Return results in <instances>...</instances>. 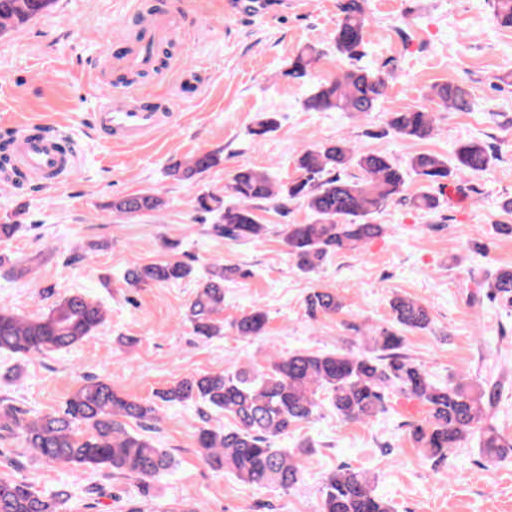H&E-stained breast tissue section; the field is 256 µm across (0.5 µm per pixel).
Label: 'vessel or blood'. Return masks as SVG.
<instances>
[{"mask_svg":"<svg viewBox=\"0 0 512 512\" xmlns=\"http://www.w3.org/2000/svg\"><path fill=\"white\" fill-rule=\"evenodd\" d=\"M140 23L146 31L144 42L127 46L119 59L121 67L129 72L156 68L157 46L166 38L165 25L154 17H141ZM166 121L165 110L148 102L130 85L114 88L95 114L96 126L115 141L129 144L142 142ZM15 137V164L23 175L30 178L46 174L58 176L70 167L73 154L50 126L33 123L17 131Z\"/></svg>","mask_w":512,"mask_h":512,"instance_id":"1","label":"vessel or blood"}]
</instances>
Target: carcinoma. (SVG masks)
Wrapping results in <instances>:
<instances>
[{
    "label": "carcinoma",
    "instance_id": "cac0c4a2",
    "mask_svg": "<svg viewBox=\"0 0 512 512\" xmlns=\"http://www.w3.org/2000/svg\"><path fill=\"white\" fill-rule=\"evenodd\" d=\"M54 0H0V35L50 9ZM495 21L512 27V0H490ZM341 18L333 36L340 58L364 56L369 15L366 0H339ZM321 52L313 46L300 49L288 61L286 75L297 83L310 77ZM391 71L367 66L342 71L316 87L305 101L314 112H348L364 115L375 110L388 85ZM432 98L458 112L472 107V93L464 81L437 83ZM393 134L403 141L430 137L435 130L433 113L424 108L394 112L389 120ZM495 156L485 142L465 140L448 160L432 153H416L402 166L385 154L362 151L345 138L299 150L295 159L298 176L276 182L254 167L234 169L224 181V193L203 192L196 198L197 211L212 222L207 233L233 242H244L268 233L258 210L270 206L285 213L296 203L310 213L302 224H283L279 234L288 256L303 274L315 272L332 256L357 251L387 232L374 216L388 204L406 201L431 213L440 207L434 191L406 195L407 177L414 175L434 190L448 183L487 171ZM222 161L221 151H200L168 165L164 174L175 181H197ZM356 169L360 175H345ZM112 212L136 216L160 213L167 201L157 193L143 192L118 197ZM168 255L151 262L133 261L123 274L126 287L166 285L185 279L197 281L185 317L196 335L211 339L224 334V283L244 278L248 272L221 259L212 260L202 274L164 242ZM491 296L512 305V267L495 271ZM310 315H333L343 308L342 299L328 289L313 290L306 298ZM394 326L375 328L366 337L362 352L338 350L318 353L295 351L271 354L266 365L222 373L183 377L157 392L158 402L130 398L101 376H87L61 406L25 417V411L0 399V437L18 436L34 458L69 471H91L149 482L167 472L174 458L157 446L153 433L162 421L160 406L188 402L200 405V425L195 438L211 470L230 473L257 490L293 488L304 472L309 445L296 443L280 448L305 423L312 422L323 405L343 421L367 423L388 412L392 397L416 401L426 416L409 427L410 439L420 454L434 464L448 463L453 449L478 436L488 465L512 454V436L487 423L490 393L482 383L451 374L439 384L424 365L404 351L405 331L425 330L432 324L428 307L421 301L396 296L390 300ZM267 316L259 307L243 313L231 327L243 338L264 335ZM107 322V311L89 294L75 291L58 297L48 311L24 318L0 305V353L20 359L44 358L69 351L95 335ZM221 413L232 420L223 425L211 418ZM72 494L66 484L49 491L34 489L21 479L0 478V512H68ZM320 512H394L391 504L375 493L370 474L342 467L323 480Z\"/></svg>",
    "mask_w": 512,
    "mask_h": 512
}]
</instances>
